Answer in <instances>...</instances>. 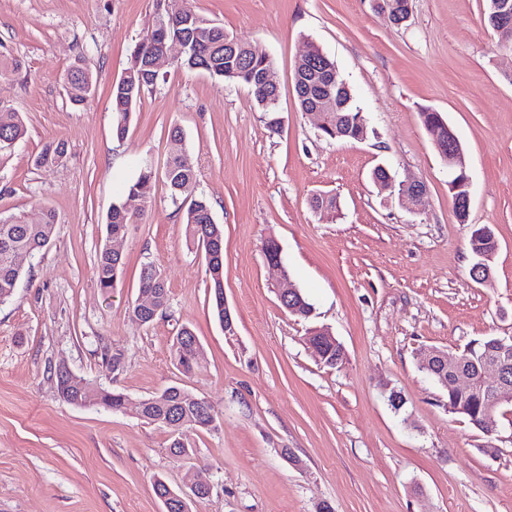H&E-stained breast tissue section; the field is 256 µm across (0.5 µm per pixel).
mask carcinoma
I'll return each instance as SVG.
<instances>
[{
	"mask_svg": "<svg viewBox=\"0 0 512 512\" xmlns=\"http://www.w3.org/2000/svg\"><path fill=\"white\" fill-rule=\"evenodd\" d=\"M197 22L195 64L207 66L206 72L224 81L248 86L254 95L261 111L268 115L277 112L278 100L270 95L257 82L259 74L272 66L269 55L259 51L255 46L243 42L203 17L195 10L186 7L166 18L171 33L186 31L182 26L183 19ZM234 43V48L225 50L224 43ZM320 68L312 70L304 64H296L294 69V91L301 86L314 85L320 82L321 71L337 70L336 63L328 55L318 52ZM92 84L91 76L84 75L72 83L67 89L72 105L81 106L86 99V87ZM158 81H148L135 89L132 99H127L124 91L117 85L112 86L111 109L113 131L117 138L125 136L130 115L141 96L154 90ZM315 104L320 105L324 115V124L318 128L320 136L328 140H362L367 134V124L362 109L356 104L351 86L342 76H337V86L329 98L324 101L303 99L298 100L300 110ZM26 133L22 118L17 112L0 117V149L9 143L20 140ZM172 148L165 162L164 177L169 186L172 200H184L191 193L197 182L194 163L184 143V134L180 127L174 126L169 131ZM67 153V146L62 140L46 142L35 158L38 167H54L59 165V156ZM155 172L149 165L141 171L139 177L129 185L128 193H139L144 201L151 199V189ZM138 215L122 209V203H115L108 212L106 219L107 237L123 236L131 224L137 223ZM186 237L194 244L210 242L216 249L224 250V233L221 225L212 222V211L209 200L202 194L192 199V205L183 211ZM55 230V215L50 210H42L37 214H12L0 216V302L4 303L14 296V291L23 272L15 264L14 255L28 252L34 255L41 252L51 241ZM470 248L475 262L489 264L497 249L494 233L484 234L475 230L470 239ZM124 265L123 258L112 255L107 246H102L97 254L94 265V277L97 285L104 291L115 287L118 276ZM210 275V291L212 294L213 311L218 321H224V270L212 269ZM139 291H154L158 295V315L165 314L169 297L165 281L155 266L148 263L141 267L139 275ZM501 338L489 337L473 348L468 347L459 353L463 364L475 367L479 358L487 352L501 348ZM176 366L185 374H192L201 369L203 355L191 350L183 353L173 348ZM53 378L59 398L73 405L78 399L89 400L94 404L112 411L121 410L123 394L105 388H94L87 380L82 385H73L69 379L53 370ZM453 406L459 408V414L468 418L470 423L479 430H485L486 406L488 394L456 393L448 397ZM143 419L155 424H174L170 428L172 442L169 451L176 457L185 456L189 449L180 439V428L175 423L182 421L188 426L209 428L213 426L215 417L212 408L204 400L179 386H170L160 394L145 402Z\"/></svg>",
	"mask_w": 512,
	"mask_h": 512,
	"instance_id": "cac0c4a2",
	"label": "carcinoma"
}]
</instances>
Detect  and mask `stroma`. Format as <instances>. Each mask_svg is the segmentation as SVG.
Segmentation results:
<instances>
[{
	"label": "stroma",
	"instance_id": "35a3bbf8",
	"mask_svg": "<svg viewBox=\"0 0 512 512\" xmlns=\"http://www.w3.org/2000/svg\"><path fill=\"white\" fill-rule=\"evenodd\" d=\"M193 7L265 50L279 87L278 130L251 91L200 70L161 65L124 138L112 133L111 86L150 31L156 0H0V100L27 135L0 150V214L56 215L50 244L20 257L24 277L0 304V512H165L152 483L210 482L190 512H512V406L488 435L448 410V392L420 367L432 348L463 350L512 336V52L484 21V0H412L396 26L371 0H168ZM332 58L367 121L358 141H328L298 108L297 59ZM93 76L82 106L64 78ZM439 112L458 136L471 177L459 221L451 171L421 121ZM182 128L198 190L224 228V301L235 335L212 311L203 253L186 240L163 164ZM63 165L38 168L49 140ZM156 178L138 223L116 241L125 260L116 288L93 277L113 203L145 165ZM422 181L425 213L372 180ZM337 201L314 211L313 195ZM492 228L489 282L473 280L470 239ZM276 240L281 268L263 247ZM168 291L165 314L131 315L142 264ZM313 307L290 314L286 286ZM195 332L203 367L181 373L172 344ZM329 329L345 351L324 366L306 339ZM120 351L123 370L106 352ZM66 363L93 385L124 393L112 412L63 403L51 369ZM179 386L213 408L216 427H185L186 457L140 404ZM405 405L394 410L390 392Z\"/></svg>",
	"mask_w": 512,
	"mask_h": 512
}]
</instances>
